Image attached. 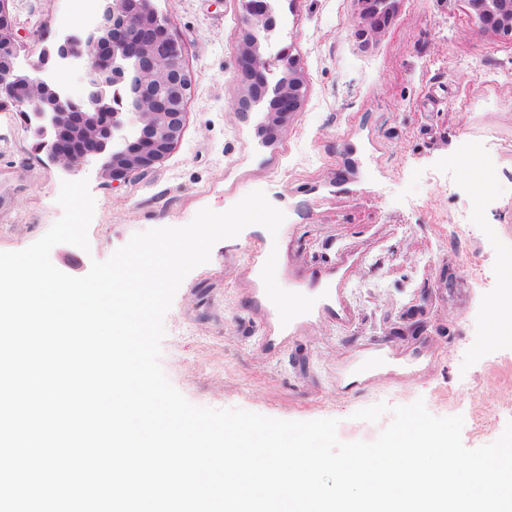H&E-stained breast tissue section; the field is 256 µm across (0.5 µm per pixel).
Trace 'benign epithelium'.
I'll use <instances>...</instances> for the list:
<instances>
[{
    "instance_id": "benign-epithelium-1",
    "label": "benign epithelium",
    "mask_w": 512,
    "mask_h": 512,
    "mask_svg": "<svg viewBox=\"0 0 512 512\" xmlns=\"http://www.w3.org/2000/svg\"><path fill=\"white\" fill-rule=\"evenodd\" d=\"M95 28L82 40L86 59L84 98L73 100L58 84L42 78L71 58V41L45 50L22 72L10 56L0 55V93L52 127L50 152L67 166L101 162L100 174L114 181L142 173L161 161L179 142L191 83L179 64L182 38L162 24L152 0H101ZM0 0V47L17 46L15 26ZM289 50L263 57L245 45L237 60V77L247 95L239 107L249 112L263 96L274 70L288 68ZM127 94V117L112 108V89ZM300 99L288 80L281 81L268 124L299 111Z\"/></svg>"
}]
</instances>
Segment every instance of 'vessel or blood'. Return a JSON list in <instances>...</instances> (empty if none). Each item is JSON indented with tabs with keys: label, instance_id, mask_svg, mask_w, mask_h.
<instances>
[{
	"label": "vessel or blood",
	"instance_id": "b4317fda",
	"mask_svg": "<svg viewBox=\"0 0 512 512\" xmlns=\"http://www.w3.org/2000/svg\"><path fill=\"white\" fill-rule=\"evenodd\" d=\"M295 233L291 224L282 225L278 234H270L259 225L246 227L237 237L246 253L245 272L249 276L246 287L237 289L236 303L250 313L260 333L253 344V352L263 358H276L288 349L312 326L327 324L346 326L355 319L346 285L353 271L346 255H339L326 264L297 263L288 258V240ZM276 254V277L281 287L313 297L312 310L281 324L278 311L269 300L261 278L262 268L269 254ZM395 352L392 341L377 339L356 346L334 365L332 383L345 392L361 385L364 379L378 380L388 358Z\"/></svg>",
	"mask_w": 512,
	"mask_h": 512
}]
</instances>
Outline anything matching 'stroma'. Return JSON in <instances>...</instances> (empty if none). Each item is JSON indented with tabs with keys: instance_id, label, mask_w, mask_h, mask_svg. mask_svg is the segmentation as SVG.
<instances>
[{
	"instance_id": "1",
	"label": "stroma",
	"mask_w": 512,
	"mask_h": 512,
	"mask_svg": "<svg viewBox=\"0 0 512 512\" xmlns=\"http://www.w3.org/2000/svg\"><path fill=\"white\" fill-rule=\"evenodd\" d=\"M154 4L183 36L192 76L181 140L151 170L114 182L98 165L53 161L19 114L0 111V251L30 246L60 219L65 180L88 179L95 200L89 250L59 244L50 253L75 277L135 233L181 227L201 209L223 212L264 191L296 227L289 249L299 262H327L341 246L358 256L347 290L356 319L318 326L282 358L255 356L256 323L234 304L244 257L216 243L164 319L160 364L173 386L198 406L335 418L346 442L374 441L389 423L355 411L420 399L432 415L463 416L467 448L495 441L512 420L495 390L512 348L488 335L512 248V37L485 28L467 0H394L391 22L365 45L356 0H279L284 26L269 43L299 58L304 96L266 140L258 115L239 111L236 61L249 28L241 0ZM9 10L26 63L70 24L67 0H10ZM476 144L494 175L483 193L457 164ZM463 213L476 238L456 249L433 226ZM379 337L400 352L397 368L416 376L336 392L324 366ZM438 347L448 357H435Z\"/></svg>"
}]
</instances>
